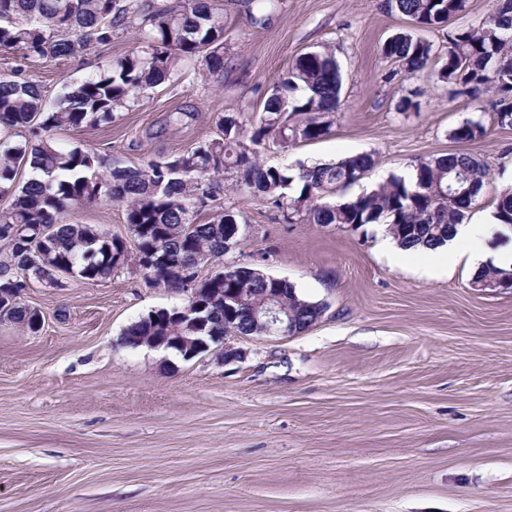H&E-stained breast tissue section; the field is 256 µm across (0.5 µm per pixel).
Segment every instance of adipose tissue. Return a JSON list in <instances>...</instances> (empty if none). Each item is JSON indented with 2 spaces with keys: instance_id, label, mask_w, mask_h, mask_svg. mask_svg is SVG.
<instances>
[{
  "instance_id": "ef3b65f1",
  "label": "adipose tissue",
  "mask_w": 512,
  "mask_h": 512,
  "mask_svg": "<svg viewBox=\"0 0 512 512\" xmlns=\"http://www.w3.org/2000/svg\"><path fill=\"white\" fill-rule=\"evenodd\" d=\"M490 228L483 223L459 224L448 241L435 248L423 249L422 254L431 268H438L448 257L455 255L459 245H467L468 261L472 267H480L493 262L500 267L512 266V248H491Z\"/></svg>"
}]
</instances>
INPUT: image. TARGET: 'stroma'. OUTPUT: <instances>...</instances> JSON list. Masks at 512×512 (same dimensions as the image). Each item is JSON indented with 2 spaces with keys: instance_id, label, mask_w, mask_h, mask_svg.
Segmentation results:
<instances>
[{
  "instance_id": "1",
  "label": "stroma",
  "mask_w": 512,
  "mask_h": 512,
  "mask_svg": "<svg viewBox=\"0 0 512 512\" xmlns=\"http://www.w3.org/2000/svg\"><path fill=\"white\" fill-rule=\"evenodd\" d=\"M224 74L187 69L111 124L54 132L62 148L104 151L133 166L211 138L215 117L258 115L276 78L300 54L332 52L341 108L327 136L260 152L265 165L298 169L357 153L376 166L337 190L345 201L417 161L463 150L488 180L471 222L490 223L512 188V128L488 96H460L436 69L405 76L381 52L408 30L384 0H218ZM265 22L253 24L255 14ZM138 26L111 45L62 59L0 49V76L20 75L55 100L64 84L135 48ZM419 109L398 111L402 97ZM184 113L182 123L169 120ZM482 120L486 135L451 131ZM226 208L244 219L224 264L260 261L326 304L294 336L238 340L244 360L129 347L122 331L185 295L147 284L134 268L104 282L67 277L25 289L38 332L0 320V512H512V289L482 292L454 256L446 272L390 260L383 225L359 231L288 224L224 175ZM129 237L121 205L63 217ZM485 133L482 120L468 119L452 130L451 139L457 143H467L483 137Z\"/></svg>"
}]
</instances>
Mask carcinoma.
Masks as SVG:
<instances>
[{
    "label": "carcinoma",
    "mask_w": 512,
    "mask_h": 512,
    "mask_svg": "<svg viewBox=\"0 0 512 512\" xmlns=\"http://www.w3.org/2000/svg\"><path fill=\"white\" fill-rule=\"evenodd\" d=\"M494 5L482 24L465 29H450L448 21L464 10L466 0H386L385 8L416 29H448V54L438 77L473 98L488 93L495 113H512V0H494ZM131 17L139 20L142 32L138 46L65 87L52 107L39 85L16 75L0 77V194L12 196L10 208L0 213V293L13 295L5 317L22 327L37 329V311L21 306L19 293L32 281L59 287L62 272L103 281L132 263L155 286L190 287L183 271L223 257L224 225L240 223L238 213L221 206L228 170L236 173L239 187L269 201L289 224L305 221L354 231L384 224L404 247L444 244L477 201L489 168L464 152L420 161L413 182L394 177L344 203L328 197L351 185L348 174L370 170L373 155L301 165L294 174L264 165L260 149L266 144L286 148L329 132L325 116L340 108L342 77L326 50L299 55L279 76L248 136L237 117L220 114L219 137L140 166L109 167L98 149L53 146L55 131L109 124L114 113L140 106L187 61L202 62L211 75L224 73V13L211 0H181L163 8L153 0H0V47L26 59H60L109 45L114 28ZM382 54L408 75L436 60L433 45L410 32L389 38ZM485 133L482 120L468 119L452 130L451 139L467 143ZM23 167L32 176L19 183ZM295 181L301 185L299 196L287 202L285 190ZM190 201L198 209L211 207L207 221L197 220ZM102 202L124 207L136 255L119 236L90 224L60 223L62 215ZM494 219L512 228V188L498 195ZM494 278L512 279V269L486 265L472 281ZM195 287L218 297L201 313L202 335L214 344L224 336V291L234 283L218 271ZM248 287L256 296L269 292L288 303L297 332L306 330L324 306L298 295L286 279L270 281L259 266L252 267ZM234 322L243 335L259 334L246 310ZM179 324L173 314L142 317L124 330L123 341L138 347L146 336H176Z\"/></svg>",
    "instance_id": "carcinoma-1"
}]
</instances>
